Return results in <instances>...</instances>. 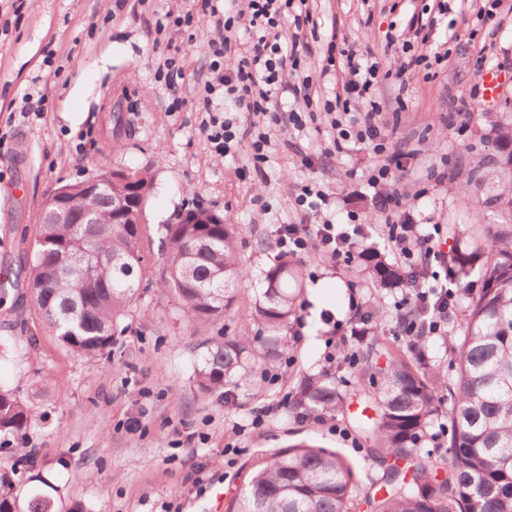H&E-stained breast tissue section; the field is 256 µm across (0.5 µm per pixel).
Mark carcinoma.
<instances>
[{
    "label": "carcinoma",
    "mask_w": 512,
    "mask_h": 512,
    "mask_svg": "<svg viewBox=\"0 0 512 512\" xmlns=\"http://www.w3.org/2000/svg\"><path fill=\"white\" fill-rule=\"evenodd\" d=\"M499 153L491 167L467 177L465 185L488 182L495 195L483 206L508 216L485 243L458 247L450 263L461 281L477 278L467 294L462 334H448L456 375L416 355L389 353L383 346L385 311L372 304L359 326L355 346L361 367L356 386L375 410L358 421L373 440L372 460L385 466L379 488L367 496L371 512H512V123L495 130ZM40 217L34 256L26 278L38 314L66 349L96 361L112 354L124 319L138 297L146 260L155 242L166 247L158 290L180 305L185 320L205 326L238 310L236 285L247 276L234 224H49ZM363 264L380 288L411 280L376 247ZM264 285L250 311L253 336L234 335L210 344L196 371L204 396L231 402L257 372L277 369L288 347L300 273L282 252L260 271ZM451 401L450 455L437 461L418 443L438 411L437 393ZM342 396L329 373L299 381L290 398L298 417L332 413ZM34 409L14 390L0 386V435L25 436ZM249 481L230 497L225 512H349L357 485L353 467L339 453L306 443L275 449L247 464ZM0 512H53L45 494L25 504L13 492L8 471L0 472Z\"/></svg>",
    "instance_id": "obj_1"
}]
</instances>
